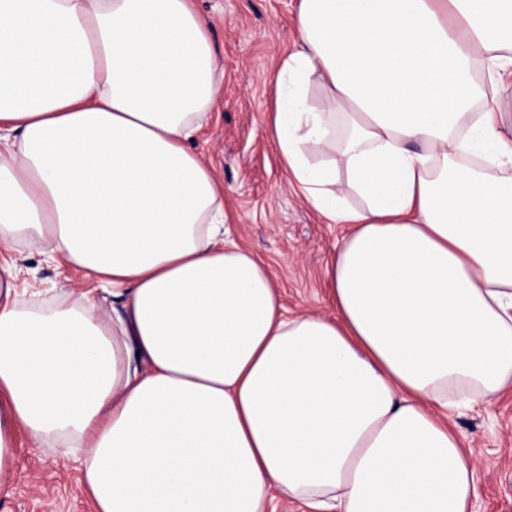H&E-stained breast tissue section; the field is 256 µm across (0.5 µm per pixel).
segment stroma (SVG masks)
Returning <instances> with one entry per match:
<instances>
[{"label": "stroma", "mask_w": 512, "mask_h": 512, "mask_svg": "<svg viewBox=\"0 0 512 512\" xmlns=\"http://www.w3.org/2000/svg\"><path fill=\"white\" fill-rule=\"evenodd\" d=\"M296 0H195L212 21L211 39L224 72V96L191 147L224 184L233 236L277 275L288 307L331 315L324 272L346 232L323 223L290 184L272 140V73L294 39ZM19 290L47 307L84 287L82 271L47 262L19 242L0 257ZM452 424L471 448L477 512H512V392L493 405L456 414ZM11 478L0 486V512H91L76 466H62L47 444L17 434Z\"/></svg>", "instance_id": "stroma-1"}]
</instances>
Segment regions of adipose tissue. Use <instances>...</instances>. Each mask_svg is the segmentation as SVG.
<instances>
[{
	"label": "adipose tissue",
	"mask_w": 512,
	"mask_h": 512,
	"mask_svg": "<svg viewBox=\"0 0 512 512\" xmlns=\"http://www.w3.org/2000/svg\"><path fill=\"white\" fill-rule=\"evenodd\" d=\"M293 23L273 139L349 227L331 317L289 313L190 147L224 95L194 0H0V250L88 282L56 308L0 287V484L22 431L94 512H473L449 419L512 390V176L457 158L512 169V0H298Z\"/></svg>",
	"instance_id": "obj_1"
}]
</instances>
